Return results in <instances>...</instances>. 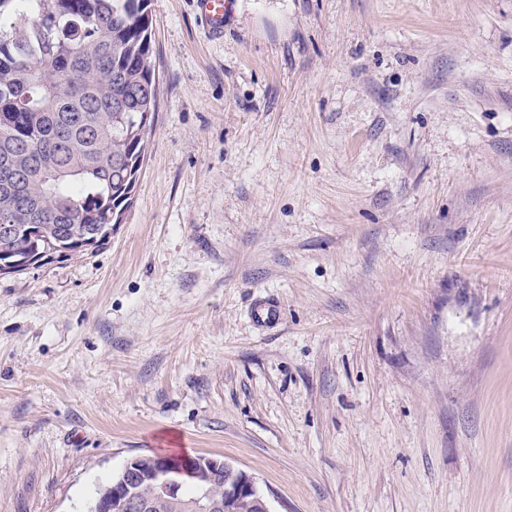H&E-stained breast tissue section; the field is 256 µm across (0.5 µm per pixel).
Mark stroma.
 I'll return each mask as SVG.
<instances>
[{
    "label": "stroma",
    "mask_w": 512,
    "mask_h": 512,
    "mask_svg": "<svg viewBox=\"0 0 512 512\" xmlns=\"http://www.w3.org/2000/svg\"><path fill=\"white\" fill-rule=\"evenodd\" d=\"M148 11L123 223L0 275V512L160 452L273 512H512V0ZM230 0H196L198 10L205 19L209 31L218 35L224 33V18ZM252 312L257 323L271 325L279 321L281 308L279 304L267 298H260L255 301Z\"/></svg>",
    "instance_id": "stroma-1"
}]
</instances>
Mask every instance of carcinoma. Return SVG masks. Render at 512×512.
Segmentation results:
<instances>
[{
  "instance_id": "cac0c4a2",
  "label": "carcinoma",
  "mask_w": 512,
  "mask_h": 512,
  "mask_svg": "<svg viewBox=\"0 0 512 512\" xmlns=\"http://www.w3.org/2000/svg\"><path fill=\"white\" fill-rule=\"evenodd\" d=\"M149 0H0V263L110 241L157 92Z\"/></svg>"
}]
</instances>
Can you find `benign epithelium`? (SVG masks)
I'll list each match as a JSON object with an SVG mask.
<instances>
[{
	"mask_svg": "<svg viewBox=\"0 0 512 512\" xmlns=\"http://www.w3.org/2000/svg\"><path fill=\"white\" fill-rule=\"evenodd\" d=\"M224 473L221 493L214 492V475ZM197 495L185 502V512H235L232 505L251 499L256 512H272L255 478L224 460L198 455L174 460L164 455L136 456L112 475V485L88 505L89 512H154L158 502L181 499L185 481Z\"/></svg>",
	"mask_w": 512,
	"mask_h": 512,
	"instance_id": "obj_1",
	"label": "benign epithelium"
}]
</instances>
